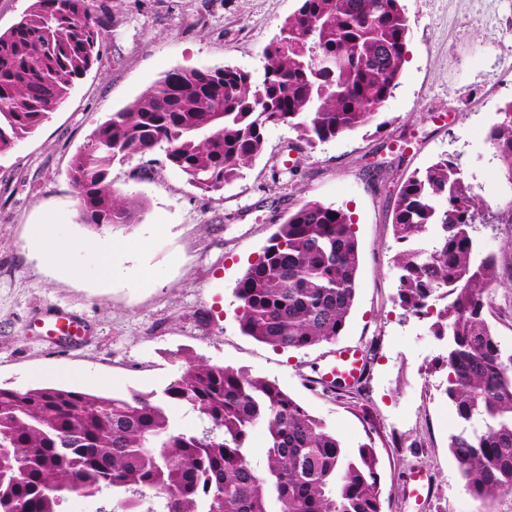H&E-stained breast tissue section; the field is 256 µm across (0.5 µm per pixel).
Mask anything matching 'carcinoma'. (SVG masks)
<instances>
[{
    "label": "carcinoma",
    "instance_id": "carcinoma-1",
    "mask_svg": "<svg viewBox=\"0 0 512 512\" xmlns=\"http://www.w3.org/2000/svg\"><path fill=\"white\" fill-rule=\"evenodd\" d=\"M97 0H32L0 32V152L33 133L100 59ZM408 21L400 0H299L263 50L262 77L235 66L167 74L99 124L68 176L89 226L132 224L146 203L120 197L112 165L165 154L198 188L218 191L264 152L266 130L288 124L310 146L372 124L398 85ZM487 132L512 186V102ZM444 156L399 187L392 232L404 245L397 298L447 338L446 396L457 430L448 449L479 512L512 490V350L486 316L501 283L495 256L476 263V225L500 222ZM439 233L420 245L429 228ZM358 241L341 208L308 201L268 238L238 281L240 329L282 350L330 344L356 299ZM207 422L179 427L168 407ZM266 431L256 471L253 429ZM93 512H383L380 459L368 443L346 456L339 435L276 383L187 360L161 395H108L62 386L0 387V512H62L72 494Z\"/></svg>",
    "mask_w": 512,
    "mask_h": 512
}]
</instances>
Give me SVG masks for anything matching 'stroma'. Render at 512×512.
Listing matches in <instances>:
<instances>
[{"mask_svg":"<svg viewBox=\"0 0 512 512\" xmlns=\"http://www.w3.org/2000/svg\"><path fill=\"white\" fill-rule=\"evenodd\" d=\"M107 14L102 56L66 103L0 153V385L65 386L105 394L159 393L185 354L277 382L349 452L372 443L381 459L383 512H478L448 450L456 424L444 393L443 341L429 319L396 301L400 249L392 236L398 183L445 155L492 212L505 208L500 161L486 141L512 101V0H400L407 61L380 122L316 146L288 125L269 127L263 156L224 189L204 191L162 152L113 164L120 193L145 199L140 223L95 230L80 221L67 176L94 128L177 68L237 66L260 73L264 47L298 0H98ZM308 201L344 209L359 245L353 312L335 345L370 351L360 392L323 391L314 380L333 345L279 350L243 335L237 281L276 224ZM52 223L65 239L144 241L122 255L111 280L90 258L78 274L54 266L30 242ZM498 260L488 318L512 349V224L478 227ZM61 308L89 333L72 344L41 336L33 322ZM418 468L431 476L422 505L406 495Z\"/></svg>","mask_w":512,"mask_h":512,"instance_id":"obj_1","label":"stroma"}]
</instances>
